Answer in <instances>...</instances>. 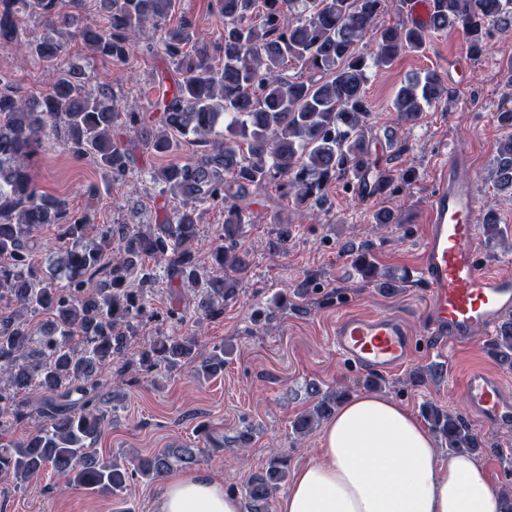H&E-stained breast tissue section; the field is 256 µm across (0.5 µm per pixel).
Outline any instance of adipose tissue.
Returning <instances> with one entry per match:
<instances>
[{
    "instance_id": "ef3b65f1",
    "label": "adipose tissue",
    "mask_w": 512,
    "mask_h": 512,
    "mask_svg": "<svg viewBox=\"0 0 512 512\" xmlns=\"http://www.w3.org/2000/svg\"><path fill=\"white\" fill-rule=\"evenodd\" d=\"M207 475L169 479L153 512H240ZM501 494L469 455L439 463L435 442L402 405L348 400L322 431L320 456L298 469L276 512H501Z\"/></svg>"
}]
</instances>
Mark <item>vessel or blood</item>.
<instances>
[{
  "mask_svg": "<svg viewBox=\"0 0 512 512\" xmlns=\"http://www.w3.org/2000/svg\"><path fill=\"white\" fill-rule=\"evenodd\" d=\"M467 153L450 152L427 203L416 272L427 289L424 333L439 346L463 347L489 334L512 312V277L489 272L475 246L479 208ZM337 353L366 372L401 368L417 340L397 316L345 315L333 332ZM470 409L487 427L512 431V393L483 368H471L463 381Z\"/></svg>",
  "mask_w": 512,
  "mask_h": 512,
  "instance_id": "vessel-or-blood-1",
  "label": "vessel or blood"
}]
</instances>
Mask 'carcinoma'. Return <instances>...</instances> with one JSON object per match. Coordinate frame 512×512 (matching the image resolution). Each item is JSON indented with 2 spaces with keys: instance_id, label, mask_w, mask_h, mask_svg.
Segmentation results:
<instances>
[{
  "instance_id": "obj_1",
  "label": "carcinoma",
  "mask_w": 512,
  "mask_h": 512,
  "mask_svg": "<svg viewBox=\"0 0 512 512\" xmlns=\"http://www.w3.org/2000/svg\"><path fill=\"white\" fill-rule=\"evenodd\" d=\"M96 2L102 25L61 12L59 0H0V48L19 49L56 71L51 90L38 98L25 96L0 73V429L34 413L43 421L0 445V481L21 485L49 468L70 486L115 496L137 477L152 483L175 466L190 471L206 461L203 450L189 446L137 455L128 465L94 449L104 421L100 388L115 357L126 356L121 372L134 364L149 370L192 364L196 377L210 378L224 369V346L201 357L192 334L154 336L128 352L140 322L183 318L173 304L163 313L155 310L142 289L130 287L134 280L157 278V268L144 260L161 264L168 281L189 286L196 313L214 318L248 272L239 238L258 192L273 184L285 197L318 206L336 181L363 199L401 192L411 184V172L373 173L375 137L365 96L370 70L392 65L400 54L422 49L430 34L445 31H463L478 57L487 50L489 28L512 31V0H432L426 19L381 30L375 20L386 4L402 14L410 0H218L224 32L216 50L195 39L192 17L183 14L168 26L176 0ZM25 17L40 19L46 33L29 35ZM148 23L160 31V49L175 64L174 75L155 82L151 109L160 116L154 122L111 85L88 87L68 60L70 43L77 42L92 58L125 65ZM373 32L376 48L365 53L359 44ZM289 59L312 75L301 81L286 76L282 66ZM443 94L440 78L428 72L400 87L392 106L400 121L411 123L439 105ZM180 136L193 138L200 150L152 171L151 179L185 207L156 216L153 224L99 226L37 189L34 156L50 141L90 157L115 180L132 170L138 146L168 154ZM493 178L501 190L503 181L512 183V133L499 144ZM206 203L224 210L210 272L191 250L196 206ZM46 225L55 226L67 245L37 270L30 255ZM290 236L291 226L279 225L269 249L287 252ZM347 250L365 282L381 292L395 293L405 282L368 248L350 244ZM287 303L279 293L256 317L270 319ZM38 311L48 318L34 328L27 315ZM490 346L512 368V318L498 324ZM32 386L40 389L33 409L24 398ZM313 392L312 405L291 423L298 435L332 417L345 397ZM423 416L448 451L481 447L459 414L429 403ZM287 477V459L273 455L264 471L249 478L243 512H270Z\"/></svg>"
}]
</instances>
